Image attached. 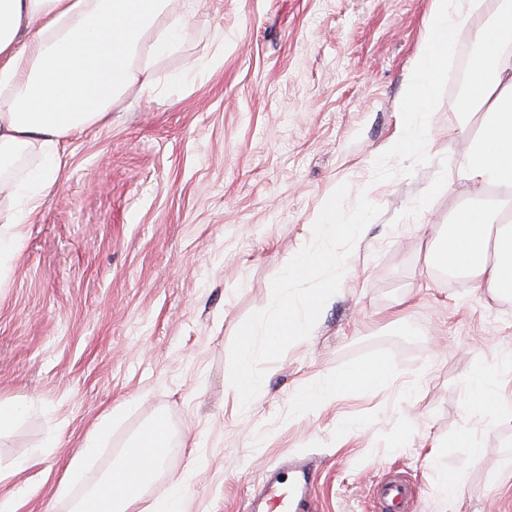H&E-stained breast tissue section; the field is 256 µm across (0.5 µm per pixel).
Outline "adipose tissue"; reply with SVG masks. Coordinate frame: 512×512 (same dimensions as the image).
Masks as SVG:
<instances>
[{"mask_svg":"<svg viewBox=\"0 0 512 512\" xmlns=\"http://www.w3.org/2000/svg\"><path fill=\"white\" fill-rule=\"evenodd\" d=\"M195 6L196 0H0V192L19 204L0 221V267L18 249L20 225L55 188L66 165L64 140L105 124L129 89L151 87L153 60L177 50ZM476 40L470 67L478 81L460 108L484 109L486 120L464 158L463 174L477 193L495 188L501 196L486 209L459 210L434 241L429 266L511 294L512 224L504 218L512 214V0H502ZM31 151L40 154V164L23 180L2 181ZM389 375L382 363L354 365L303 390L300 402L369 392ZM122 413V407L111 409L88 434L57 484L58 497L84 482L100 439ZM169 440L164 423L144 428L76 512H192L179 476L171 478L164 498L140 506L161 472Z\"/></svg>","mask_w":512,"mask_h":512,"instance_id":"ef3b65f1","label":"adipose tissue"}]
</instances>
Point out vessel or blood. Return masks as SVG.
<instances>
[{
  "mask_svg": "<svg viewBox=\"0 0 512 512\" xmlns=\"http://www.w3.org/2000/svg\"><path fill=\"white\" fill-rule=\"evenodd\" d=\"M313 471L307 462H296L289 476L272 472L256 492L250 508L252 512H310ZM410 490L400 482L385 485L381 497L386 507L400 512Z\"/></svg>",
  "mask_w": 512,
  "mask_h": 512,
  "instance_id": "obj_1",
  "label": "vessel or blood"
}]
</instances>
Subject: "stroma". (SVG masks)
I'll use <instances>...</instances> for the list:
<instances>
[{
  "mask_svg": "<svg viewBox=\"0 0 512 512\" xmlns=\"http://www.w3.org/2000/svg\"><path fill=\"white\" fill-rule=\"evenodd\" d=\"M433 0H199L180 50L66 143L55 189L22 225L0 272V402L22 415L0 432V484L21 512H69L55 488L85 436L122 417L91 458L102 482L124 448L163 420L170 443L148 498L186 478L192 512H246L272 471L317 468L316 512H378L401 479L408 512H512V411L471 416L468 378L485 370L512 401V298L427 275L435 238L482 207L460 176L483 110L446 87L428 163L374 182L401 119ZM383 209L347 261L312 333L267 368L241 407L228 380L242 323L266 309L273 278L313 238L341 183ZM384 361L369 393L302 406L298 393ZM474 433L478 460L457 446ZM443 446L433 461L432 444ZM462 476L456 501L438 469Z\"/></svg>",
  "mask_w": 512,
  "mask_h": 512,
  "instance_id": "35a3bbf8",
  "label": "stroma"
}]
</instances>
